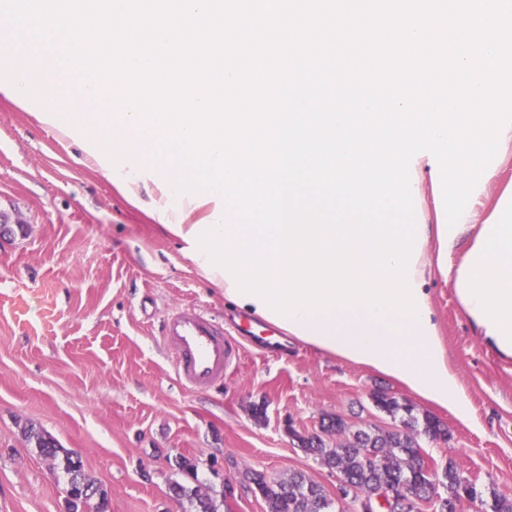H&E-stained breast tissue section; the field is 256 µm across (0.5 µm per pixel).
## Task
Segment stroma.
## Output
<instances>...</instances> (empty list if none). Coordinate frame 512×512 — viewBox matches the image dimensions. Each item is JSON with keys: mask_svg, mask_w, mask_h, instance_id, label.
Returning a JSON list of instances; mask_svg holds the SVG:
<instances>
[{"mask_svg": "<svg viewBox=\"0 0 512 512\" xmlns=\"http://www.w3.org/2000/svg\"><path fill=\"white\" fill-rule=\"evenodd\" d=\"M0 212L24 226L0 239V512H67L57 462L26 438L32 426L81 456L112 512H194L169 496L181 454L196 459L212 494L232 487L221 512H267L243 479L252 469L301 471L331 492L335 472L291 435L320 432L333 415L355 428H396L372 403L380 388L444 423L447 440L421 442L429 458L455 460L479 491L512 498V359L478 340L440 273L424 286L468 420L294 339L281 354L240 344L222 384L191 392L162 343L165 316L197 308L230 324L235 305L78 143L3 98Z\"/></svg>", "mask_w": 512, "mask_h": 512, "instance_id": "stroma-1", "label": "stroma"}]
</instances>
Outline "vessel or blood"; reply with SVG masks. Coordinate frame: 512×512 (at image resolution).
Masks as SVG:
<instances>
[{
	"mask_svg": "<svg viewBox=\"0 0 512 512\" xmlns=\"http://www.w3.org/2000/svg\"><path fill=\"white\" fill-rule=\"evenodd\" d=\"M161 335L174 354V373L183 387L202 391L223 380L235 348L224 337L222 319L180 309L164 320Z\"/></svg>",
	"mask_w": 512,
	"mask_h": 512,
	"instance_id": "obj_1",
	"label": "vessel or blood"
}]
</instances>
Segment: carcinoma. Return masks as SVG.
I'll return each instance as SVG.
<instances>
[{"label":"carcinoma","instance_id":"1","mask_svg":"<svg viewBox=\"0 0 512 512\" xmlns=\"http://www.w3.org/2000/svg\"><path fill=\"white\" fill-rule=\"evenodd\" d=\"M372 399L379 410L393 418L401 416V428L386 430L368 426L350 431L345 422L331 418L322 425V434L296 436L300 447L324 466L342 473L364 494L385 486L409 485L414 499L402 506L405 512H421L423 505L433 512H457V506L466 497L480 503L479 512H512V499L507 496L493 491L485 499L476 487L463 483L458 465L451 458L444 467L442 479L446 495L435 494L424 471L419 438L444 439L446 428L434 415L428 412L419 415L414 405L401 403L384 391L373 393ZM326 435L338 436L336 447L327 446ZM27 438L44 457L53 460L63 457L65 486L73 490L69 512H108V491L86 474L76 453L62 448L50 434L32 427L27 431ZM175 470L183 478L181 482L169 483L176 500L188 499L195 512H219L216 498L202 491L195 459L185 455L175 457ZM244 480L263 498L268 512H338L336 501L323 486L301 471L286 478H271L261 471L250 470L245 472Z\"/></svg>","mask_w":512,"mask_h":512}]
</instances>
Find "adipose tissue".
Segmentation results:
<instances>
[{
	"label": "adipose tissue",
	"mask_w": 512,
	"mask_h": 512,
	"mask_svg": "<svg viewBox=\"0 0 512 512\" xmlns=\"http://www.w3.org/2000/svg\"><path fill=\"white\" fill-rule=\"evenodd\" d=\"M199 210L214 214L216 204L185 199L174 210L164 194L153 200L155 219L175 237L192 231L188 219ZM459 233L467 237V249L457 265L441 266L440 272L452 284L479 340L512 358V191L502 194L483 222L467 216ZM398 320L395 313L388 314L382 325L367 313L359 319L347 311L311 318L302 311L287 319L282 329L305 344L401 383L459 418H468L467 400L448 367L433 315L425 314L421 323L402 335L386 328Z\"/></svg>",
	"instance_id": "adipose-tissue-1"
}]
</instances>
